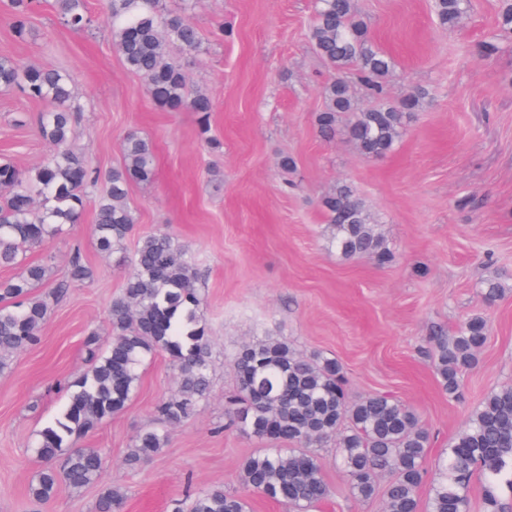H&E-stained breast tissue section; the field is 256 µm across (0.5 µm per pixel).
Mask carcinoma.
I'll use <instances>...</instances> for the list:
<instances>
[{
  "label": "carcinoma",
  "mask_w": 512,
  "mask_h": 512,
  "mask_svg": "<svg viewBox=\"0 0 512 512\" xmlns=\"http://www.w3.org/2000/svg\"><path fill=\"white\" fill-rule=\"evenodd\" d=\"M160 0H106L102 22L112 30V43L128 71L143 80L149 100L166 112L190 110L208 126L211 98L191 93L183 64L171 53L176 44L185 54L200 49L199 30L186 12L163 13ZM36 0H10L16 32L24 35ZM61 22L75 32L92 27L89 0H54ZM309 39L315 53L335 72L322 90L324 107L315 122L319 133L344 136L365 159L389 154L424 100L413 90L399 102L386 99V81L395 62L369 37L353 0H314ZM473 10V0H434L439 27L451 31ZM501 36L512 37V0L499 16ZM356 74L371 104L363 106L350 87ZM0 87L16 88L27 98L46 101L40 113L41 135L54 151L32 171L0 160V267H17L0 280V368L6 357L39 341L48 305L31 296L47 276L48 266L27 262L23 252L65 234L80 222L88 194L97 189L100 172L70 148L77 119L70 75L55 68L22 66L0 58ZM123 163L107 175L106 189L93 200L94 243L103 254H120L128 268L122 293L112 301V341L87 339L91 368L69 386L67 403L44 427L35 443L37 455L52 460L67 452L66 485L81 490L101 478L105 458L92 448L66 451L74 436L87 434L122 413L140 381V368L159 352L168 355L176 389L156 406L162 428L145 429L133 440L126 463L137 468L165 445L167 430L184 422L207 399L211 383V344L201 317L203 298L197 288L192 256L163 232L143 235L131 254L123 252L136 218L126 205L129 188L154 176L152 143L137 134L122 142ZM328 224L327 241L345 260L367 257L378 265L393 253L378 231V221L354 187L339 182L320 201ZM93 278L81 255L72 257L66 282ZM507 291L498 278L481 291L490 302ZM489 337V322L480 315L460 325L454 336L436 331L429 356L442 390L452 399L463 395L461 375L477 362ZM237 388L228 397L230 424L267 447L250 456L241 473L242 491L212 486L189 496L187 512H250L258 495L288 507L312 512L329 496L320 460L312 448L336 447L352 495L368 500L378 492L377 479L391 475L384 490V512H421L426 484L424 466L430 438L407 405L387 394L348 400L345 375L338 361L305 357L288 341L261 338L243 344L232 355ZM483 478L484 512H503L498 486L512 485V384L487 394L438 463L426 512H470V479ZM58 476L47 469L29 494L45 500L55 492ZM117 488L100 492L95 512H120Z\"/></svg>",
  "instance_id": "cac0c4a2"
}]
</instances>
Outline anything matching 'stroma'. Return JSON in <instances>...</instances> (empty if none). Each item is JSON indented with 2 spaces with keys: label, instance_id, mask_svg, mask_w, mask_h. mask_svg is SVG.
<instances>
[{
  "label": "stroma",
  "instance_id": "1",
  "mask_svg": "<svg viewBox=\"0 0 512 512\" xmlns=\"http://www.w3.org/2000/svg\"><path fill=\"white\" fill-rule=\"evenodd\" d=\"M452 33L438 28L431 0H354L375 42L396 67L387 96L414 87L427 97L395 149L360 159L344 139L322 138L315 115L335 73L313 51L312 0H197L192 17L203 35L187 59L192 87L209 93V130L191 111L165 112L146 97L112 46L110 29L80 34L42 0L31 32L18 37L9 0H0V57L55 66L73 79L79 107L74 148L102 173L122 159L124 136L152 142V182L132 185L128 206L139 234L167 232L197 259L203 316L212 344L208 400L165 447L138 469L124 458L133 438L158 426L155 406L173 387L165 355L141 368L127 409L72 447L106 456L99 485H58L45 501L28 489L48 467L32 444L63 409L65 383L90 366L85 340L105 333L108 310L126 269L97 253L94 215L62 237L30 249L27 260L52 269L37 296L50 304L36 345L0 371V512H93L100 486L124 493L120 512H185L189 486L241 491V465L260 444L225 429V398L236 388L230 357L242 343L279 336L302 353L336 359L350 399L388 393L411 407L430 434L426 468L444 452L491 390L512 383V290L485 306L479 288L512 279V44L497 39L502 0H473ZM42 104L0 89V159L34 170L50 153L36 116ZM221 141L209 151L206 137ZM295 157L298 188L281 191L280 154ZM339 181L367 201L394 260L379 266L344 260L328 247L321 197ZM94 270L86 283H65L73 253ZM491 330L463 396L441 390L427 354L433 329L454 334L474 315ZM328 498L319 512H383L382 497L355 499L333 446L318 451Z\"/></svg>",
  "mask_w": 512,
  "mask_h": 512
}]
</instances>
